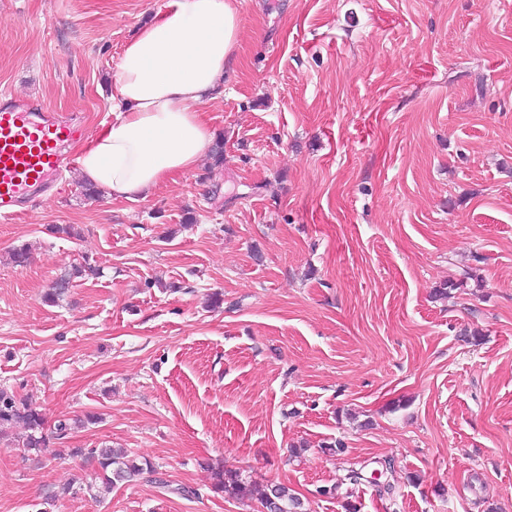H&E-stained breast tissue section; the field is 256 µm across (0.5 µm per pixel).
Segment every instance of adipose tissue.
Instances as JSON below:
<instances>
[{
    "mask_svg": "<svg viewBox=\"0 0 512 512\" xmlns=\"http://www.w3.org/2000/svg\"><path fill=\"white\" fill-rule=\"evenodd\" d=\"M239 39L235 0H168L123 50L115 119L82 147L83 177L135 200L196 167L212 140L200 107L220 94Z\"/></svg>",
    "mask_w": 512,
    "mask_h": 512,
    "instance_id": "ef3b65f1",
    "label": "adipose tissue"
}]
</instances>
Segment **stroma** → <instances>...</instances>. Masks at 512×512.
I'll list each match as a JSON object with an SVG mask.
<instances>
[{
  "mask_svg": "<svg viewBox=\"0 0 512 512\" xmlns=\"http://www.w3.org/2000/svg\"><path fill=\"white\" fill-rule=\"evenodd\" d=\"M166 3L0 0V94L95 137ZM239 3L202 107L223 165L136 200L73 169L0 220V389L47 437L0 435V512H264L214 492L217 467L307 512H512V0ZM85 261L99 275L44 303ZM105 444L151 471L45 509ZM22 424L26 431L24 448L40 453L46 448V436L43 433L45 419L43 414L26 399L0 390V433L4 429Z\"/></svg>",
  "mask_w": 512,
  "mask_h": 512,
  "instance_id": "1",
  "label": "stroma"
}]
</instances>
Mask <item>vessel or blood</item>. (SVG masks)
<instances>
[{"mask_svg": "<svg viewBox=\"0 0 512 512\" xmlns=\"http://www.w3.org/2000/svg\"><path fill=\"white\" fill-rule=\"evenodd\" d=\"M71 119L25 101L0 98V217L23 216L35 191H61L76 163L66 147L81 137Z\"/></svg>", "mask_w": 512, "mask_h": 512, "instance_id": "b4317fda", "label": "vessel or blood"}]
</instances>
